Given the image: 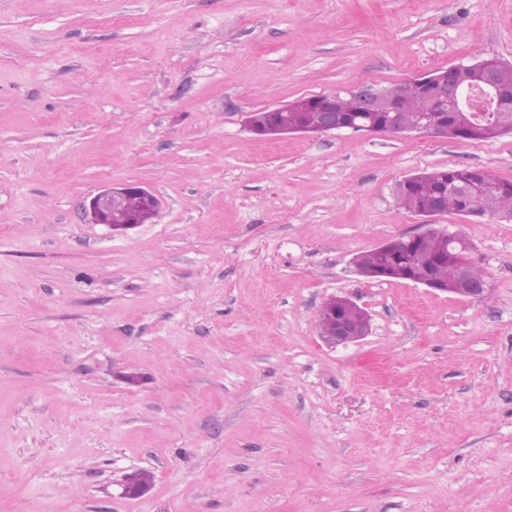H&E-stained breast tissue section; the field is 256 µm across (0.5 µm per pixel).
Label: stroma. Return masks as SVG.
<instances>
[{
  "label": "stroma",
  "instance_id": "stroma-1",
  "mask_svg": "<svg viewBox=\"0 0 512 512\" xmlns=\"http://www.w3.org/2000/svg\"><path fill=\"white\" fill-rule=\"evenodd\" d=\"M489 57L512 62V0H0V512H512V217L393 196L511 182L512 135L245 125ZM124 183L158 216L86 223ZM431 225L472 243L482 297L358 273ZM333 295L360 341H324ZM479 168L471 166H454L440 168L429 172H421L416 179L404 184V179L395 187V198L399 205L417 215L429 205L431 198L441 195L443 210L446 213L464 215L468 207H477L483 212L496 217L500 214H512V182L496 180L486 170L488 176L487 188L483 195L476 199H468L459 187L471 182L476 177ZM439 202L435 200L418 216L430 217L441 215ZM140 200L148 214L154 218L161 208V201L151 190L137 183H126L118 186H108L99 190L88 199L84 205V215L89 224H106L115 230L135 227L141 224V217L133 215L128 224V211L132 208V201L125 206L112 208L125 203L129 198ZM114 224V225H112ZM331 326V333L324 336L329 344L355 342L367 335L369 316L364 309L347 297H330L319 313Z\"/></svg>",
  "mask_w": 512,
  "mask_h": 512
}]
</instances>
